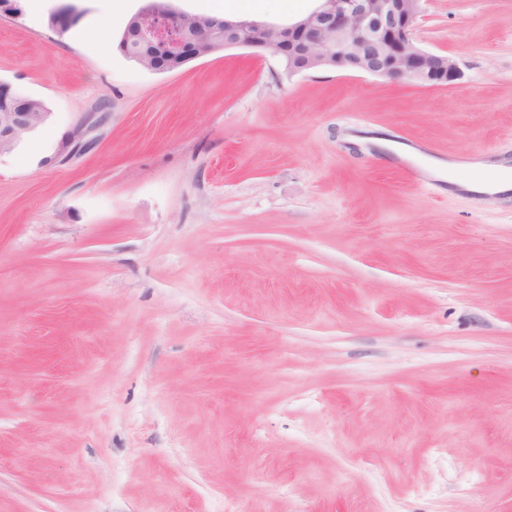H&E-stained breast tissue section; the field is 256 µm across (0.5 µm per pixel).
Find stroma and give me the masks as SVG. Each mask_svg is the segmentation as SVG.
Returning a JSON list of instances; mask_svg holds the SVG:
<instances>
[{
	"label": "stroma",
	"instance_id": "35a3bbf8",
	"mask_svg": "<svg viewBox=\"0 0 512 512\" xmlns=\"http://www.w3.org/2000/svg\"><path fill=\"white\" fill-rule=\"evenodd\" d=\"M20 4L0 81L49 118L0 155V512H512V198L446 180L512 166V0H423L449 88L152 73L141 0L62 37Z\"/></svg>",
	"mask_w": 512,
	"mask_h": 512
}]
</instances>
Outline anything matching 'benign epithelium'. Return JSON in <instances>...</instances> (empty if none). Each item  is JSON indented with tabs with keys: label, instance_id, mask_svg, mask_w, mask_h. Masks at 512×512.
Wrapping results in <instances>:
<instances>
[{
	"label": "benign epithelium",
	"instance_id": "7a95c632",
	"mask_svg": "<svg viewBox=\"0 0 512 512\" xmlns=\"http://www.w3.org/2000/svg\"><path fill=\"white\" fill-rule=\"evenodd\" d=\"M306 15L288 23L257 20L224 21V47L270 50L295 63L292 74L329 69L406 79L426 87H449L459 80L451 56L415 45L413 29L421 0H315ZM163 26L151 27L155 15ZM214 20L144 0L131 17L126 39L143 44L132 60L154 72H171L213 51ZM46 112H31L28 100L0 112V155L12 151L45 123Z\"/></svg>",
	"mask_w": 512,
	"mask_h": 512
}]
</instances>
